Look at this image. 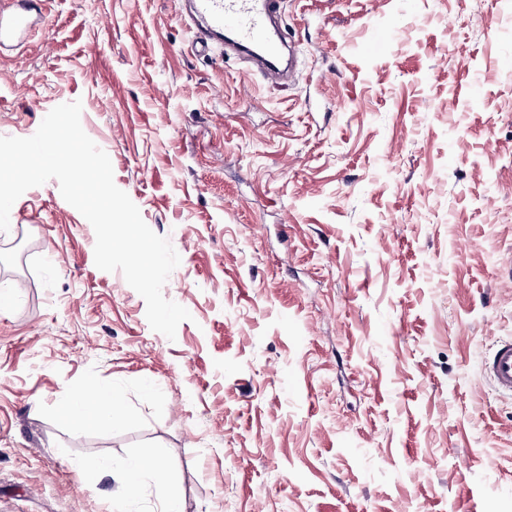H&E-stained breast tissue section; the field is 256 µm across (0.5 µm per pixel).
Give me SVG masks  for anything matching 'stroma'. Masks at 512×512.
Segmentation results:
<instances>
[{
  "label": "stroma",
  "instance_id": "1",
  "mask_svg": "<svg viewBox=\"0 0 512 512\" xmlns=\"http://www.w3.org/2000/svg\"><path fill=\"white\" fill-rule=\"evenodd\" d=\"M179 0H48L0 46V136L54 107L180 256L153 331L56 180L0 232V512H512V0H282L294 77ZM96 380L113 426L57 416ZM480 373L489 379L496 389L512 393V341H499L494 351L482 360ZM160 462L159 457L132 459L126 467V497H135L139 492V479L144 473L154 471Z\"/></svg>",
  "mask_w": 512,
  "mask_h": 512
}]
</instances>
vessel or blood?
Segmentation results:
<instances>
[{
  "label": "vessel or blood",
  "instance_id": "b4317fda",
  "mask_svg": "<svg viewBox=\"0 0 512 512\" xmlns=\"http://www.w3.org/2000/svg\"><path fill=\"white\" fill-rule=\"evenodd\" d=\"M186 13L200 39L215 44L231 42L240 51H261L275 57L279 48L269 36L280 14V0H185ZM28 9L0 14V45L18 40L33 25ZM480 373L496 389L512 393V341H500L482 360Z\"/></svg>",
  "mask_w": 512,
  "mask_h": 512
}]
</instances>
